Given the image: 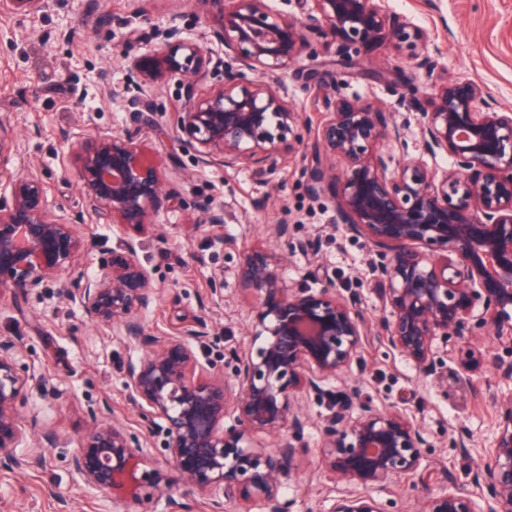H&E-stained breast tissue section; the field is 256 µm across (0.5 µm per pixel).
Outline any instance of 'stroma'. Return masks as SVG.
I'll return each instance as SVG.
<instances>
[{"label": "stroma", "mask_w": 512, "mask_h": 512, "mask_svg": "<svg viewBox=\"0 0 512 512\" xmlns=\"http://www.w3.org/2000/svg\"><path fill=\"white\" fill-rule=\"evenodd\" d=\"M385 5L429 33L427 53L438 71L482 85L493 107L512 110V0H385ZM209 24L198 0H47L44 9L27 16L0 7V119L10 123L15 139L8 171L42 177L50 213L94 238V247L77 260L90 275L102 253L121 248L124 233L109 215L88 212L69 163L71 144L89 136L132 134L161 162L170 197L155 212L140 253L159 298L139 320L149 334L174 335L203 324V335L190 340L197 359L228 376L230 352L250 343L252 298L241 284L239 266L245 254L275 250L271 225H288L309 244L289 256L283 269L289 282L306 288L334 282L359 300L372 321L381 307L369 284V246L336 234L332 196L309 193L311 165L302 151L264 171L204 166L173 130L184 102L179 85L153 92L149 119L126 93L127 55L160 47L166 34L197 40L213 59H223L224 48L209 37ZM320 65L305 53L273 77L294 108L314 121L319 114L312 96L340 93L392 112L396 104L388 79L425 81L411 54L389 42L363 55L362 76L339 88L305 87L299 71ZM376 70L384 72V80L373 79ZM207 208L223 209V223L195 226ZM217 277L224 291L214 299L209 288ZM0 340L15 342L16 362L27 379L18 413L28 433L17 452L41 457L24 470H0V512H123V502L75 474L72 457L93 409L109 407L115 418L136 426L138 408L126 373L143 356V347L120 329L92 325L79 301L55 285L25 295L0 290ZM496 379L494 362H487L473 374L465 400L451 402L396 352L371 342L345 375L327 383V396L302 402L306 452L296 457L284 488L293 512H330L349 490L330 474L319 452L321 424L336 409L330 396L345 382L356 381L376 406L402 409L430 441L419 479H393L369 491L383 512H416L429 497L466 482L473 458L491 447L497 418L486 387ZM460 428L470 437L464 448L450 441ZM147 459L165 489L144 500L143 512H267L241 501L213 506L181 484L158 450H150Z\"/></svg>", "instance_id": "stroma-1"}]
</instances>
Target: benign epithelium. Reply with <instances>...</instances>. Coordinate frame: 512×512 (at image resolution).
Here are the masks:
<instances>
[{
  "label": "benign epithelium",
  "instance_id": "7a95c632",
  "mask_svg": "<svg viewBox=\"0 0 512 512\" xmlns=\"http://www.w3.org/2000/svg\"><path fill=\"white\" fill-rule=\"evenodd\" d=\"M212 10L209 36L224 45V83L204 90L216 69L195 40L166 37L163 45L127 57L129 86L146 109L153 89L176 81L184 105L176 129L204 166L278 164L281 146L311 151L309 191H335L336 228L370 247V285L383 311L370 327L357 302L335 284L294 286L282 275L288 256L307 249L289 226L270 234L280 252L244 257L239 277L257 292L250 313V345L234 351V373L204 371L187 337L144 333L137 312L155 299L151 272L142 264L140 237L151 214L167 199L159 165L135 136L87 137L71 146L90 210L104 211L126 234L124 249L101 257L90 278L76 266L91 238L48 211L46 188L36 176L13 181L0 196V288L27 294L50 283L72 291L91 322L121 328L145 355L129 367L126 385L139 409V428L105 420L108 407L91 412L85 440L72 459L75 473L119 501L141 502L160 490L145 481L143 442L160 419L164 457L182 482L206 496L261 502L269 512H292L281 495L290 462L303 448L290 442L271 449L261 438L283 430L300 438L302 398L320 395L347 371L373 337L397 352L421 376L432 377L456 398L484 360L466 344L486 338L497 359L498 379L512 382V110L487 106L482 87L451 76L434 77L422 51L429 34L388 11L383 0H298L300 16L276 12L269 0H200ZM18 15L42 10L46 0H6ZM338 43L333 66L343 68L373 46L407 47L433 93L422 104L409 82L393 88L401 120L343 95L324 98L325 113L304 140L301 113L266 81L310 48L305 31ZM416 127L424 152L448 155V168L421 158L403 163L408 131ZM345 168L336 171L335 161ZM15 343L0 341V468L22 469L29 458L16 448L27 429L17 407L26 379L14 361ZM458 369L441 372L443 357ZM498 413L493 447L472 468L471 482L426 499L418 512H512V395L488 390ZM344 403L321 426L320 453L334 477L354 490L336 499L332 512H381L366 490L417 474L426 449L423 430L394 405L364 401L348 386ZM233 416L234 424L226 425Z\"/></svg>",
  "mask_w": 512,
  "mask_h": 512
}]
</instances>
